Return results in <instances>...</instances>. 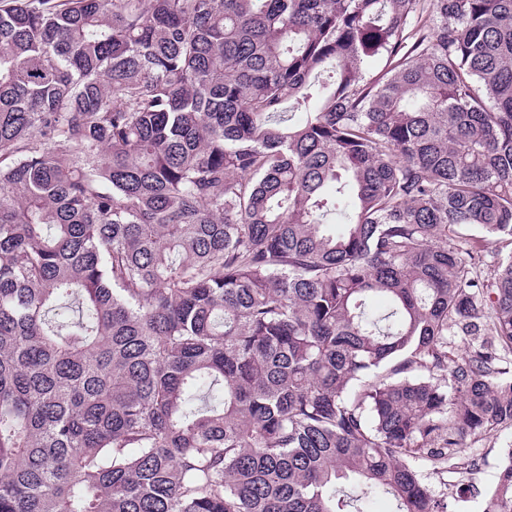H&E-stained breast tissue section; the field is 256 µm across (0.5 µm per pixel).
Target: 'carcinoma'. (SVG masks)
Segmentation results:
<instances>
[{"mask_svg":"<svg viewBox=\"0 0 512 512\" xmlns=\"http://www.w3.org/2000/svg\"><path fill=\"white\" fill-rule=\"evenodd\" d=\"M487 243L512 0H0V512H448L512 426ZM505 448H512V427L502 428L481 439L467 437L463 442V454L476 459L472 471L463 476H439L423 467V480L435 495L448 493V512H481L484 494L495 484Z\"/></svg>","mask_w":512,"mask_h":512,"instance_id":"carcinoma-1","label":"carcinoma"}]
</instances>
